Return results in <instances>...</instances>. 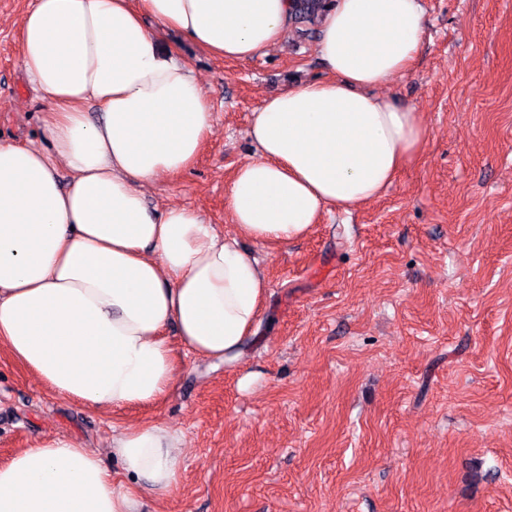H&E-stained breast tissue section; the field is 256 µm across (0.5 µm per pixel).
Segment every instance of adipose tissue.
I'll use <instances>...</instances> for the list:
<instances>
[{"label": "adipose tissue", "mask_w": 512, "mask_h": 512, "mask_svg": "<svg viewBox=\"0 0 512 512\" xmlns=\"http://www.w3.org/2000/svg\"><path fill=\"white\" fill-rule=\"evenodd\" d=\"M290 24L289 0H32L21 64L50 105V147L0 143V349L55 394L96 411L151 405L174 387L177 349L240 358L269 288L240 238L297 240L324 213L378 197L423 149L419 112L376 93L420 51L419 0H333L318 41L327 77L253 114L256 152L224 200L235 234L185 204L151 211L144 186L188 169L213 132L162 33L247 61ZM182 443L158 423L115 431L122 483L96 452L43 438L0 465V512H136L140 493L178 485Z\"/></svg>", "instance_id": "obj_1"}]
</instances>
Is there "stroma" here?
<instances>
[{"label":"stroma","mask_w":512,"mask_h":512,"mask_svg":"<svg viewBox=\"0 0 512 512\" xmlns=\"http://www.w3.org/2000/svg\"><path fill=\"white\" fill-rule=\"evenodd\" d=\"M30 0H0V141L47 148L48 110L21 68ZM425 37L381 95L420 113L423 151L382 196L304 237L255 246L269 281L238 361L189 356L159 402L94 412L0 351V465L68 438L119 471L112 432L179 430L178 486L140 512H512V0H420ZM291 25L265 55L162 44L197 75L214 132L187 171L144 188L231 234L224 197L264 99L326 77Z\"/></svg>","instance_id":"1"}]
</instances>
